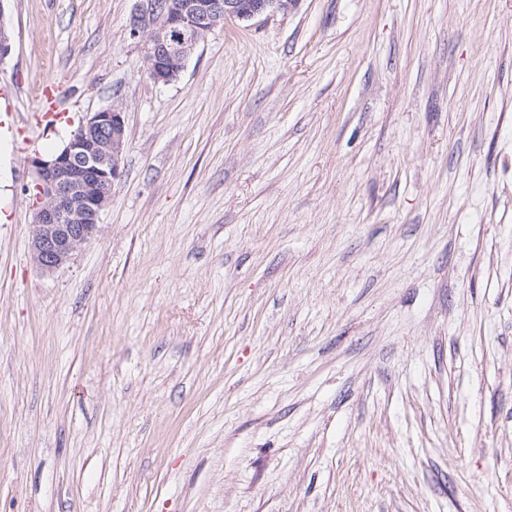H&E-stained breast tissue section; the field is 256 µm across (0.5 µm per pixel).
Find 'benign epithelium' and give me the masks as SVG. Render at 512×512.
Segmentation results:
<instances>
[{
  "mask_svg": "<svg viewBox=\"0 0 512 512\" xmlns=\"http://www.w3.org/2000/svg\"><path fill=\"white\" fill-rule=\"evenodd\" d=\"M301 0H138L129 36L144 44L149 78L159 84L176 80L206 36L228 20L240 23L274 12H290ZM0 2V64L12 53V37ZM124 112L114 106L90 114L62 149L30 160L32 204L30 257L44 273L69 264L101 232V212L112 199L126 149Z\"/></svg>",
  "mask_w": 512,
  "mask_h": 512,
  "instance_id": "1",
  "label": "benign epithelium"
}]
</instances>
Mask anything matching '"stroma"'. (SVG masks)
Instances as JSON below:
<instances>
[{"mask_svg": "<svg viewBox=\"0 0 512 512\" xmlns=\"http://www.w3.org/2000/svg\"><path fill=\"white\" fill-rule=\"evenodd\" d=\"M136 5L4 3L0 512H512V0H301L168 84ZM115 105L42 273L29 160ZM118 106L90 114L62 149L30 160L38 191L32 207L30 257L44 273L69 264L100 232L101 212L112 199L126 149Z\"/></svg>", "mask_w": 512, "mask_h": 512, "instance_id": "stroma-1", "label": "stroma"}]
</instances>
